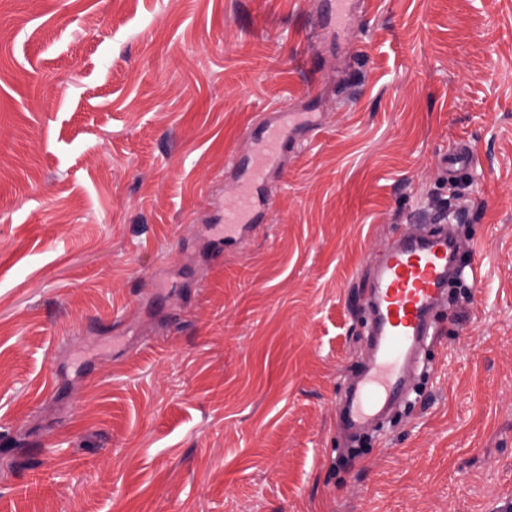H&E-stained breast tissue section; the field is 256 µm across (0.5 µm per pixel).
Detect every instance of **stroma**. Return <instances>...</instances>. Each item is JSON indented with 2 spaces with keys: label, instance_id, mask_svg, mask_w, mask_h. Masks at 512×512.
I'll list each match as a JSON object with an SVG mask.
<instances>
[{
  "label": "stroma",
  "instance_id": "35a3bbf8",
  "mask_svg": "<svg viewBox=\"0 0 512 512\" xmlns=\"http://www.w3.org/2000/svg\"><path fill=\"white\" fill-rule=\"evenodd\" d=\"M0 0V512H498L512 495V0ZM313 107L264 226L247 129ZM470 298L421 402L341 463L386 237L444 158ZM281 117L272 122L258 123L251 135L255 148L251 156H234L233 167L243 169V178L224 206V248L241 243L252 229H256L262 213L270 208L273 197L269 193L268 176L281 155L294 149L317 129L316 121L308 116L298 128L283 124ZM473 153L468 144H460L448 151V175L454 176L459 169L475 166Z\"/></svg>",
  "mask_w": 512,
  "mask_h": 512
}]
</instances>
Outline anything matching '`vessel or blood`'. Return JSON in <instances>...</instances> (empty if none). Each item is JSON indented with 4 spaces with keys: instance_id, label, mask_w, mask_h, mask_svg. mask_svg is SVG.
Segmentation results:
<instances>
[{
    "instance_id": "obj_1",
    "label": "vessel or blood",
    "mask_w": 512,
    "mask_h": 512,
    "mask_svg": "<svg viewBox=\"0 0 512 512\" xmlns=\"http://www.w3.org/2000/svg\"><path fill=\"white\" fill-rule=\"evenodd\" d=\"M316 128L310 117L297 128L279 119L253 128L252 155L231 161L242 168L243 178L224 206L225 246L241 243L256 228L272 203L267 183L271 170ZM474 164L469 145L449 150V174ZM460 267V241L450 225L425 224L410 233L394 232L389 239L362 297L370 315L361 338L367 356L336 395L337 426L346 439L373 428L407 393L422 351L438 334L437 316Z\"/></svg>"
}]
</instances>
